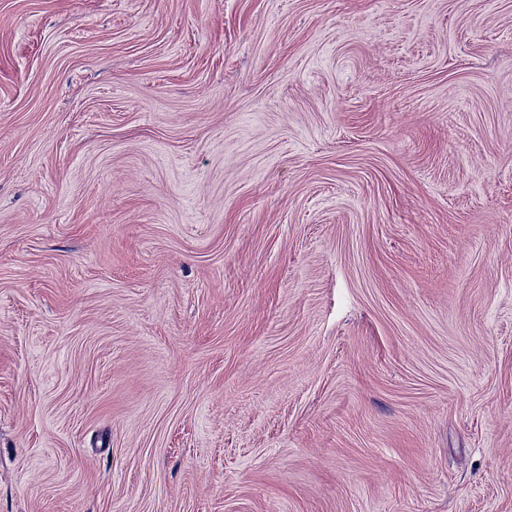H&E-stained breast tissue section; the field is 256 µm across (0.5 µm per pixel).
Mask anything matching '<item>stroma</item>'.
<instances>
[{
    "label": "stroma",
    "mask_w": 512,
    "mask_h": 512,
    "mask_svg": "<svg viewBox=\"0 0 512 512\" xmlns=\"http://www.w3.org/2000/svg\"><path fill=\"white\" fill-rule=\"evenodd\" d=\"M0 512H512V0H0Z\"/></svg>",
    "instance_id": "35a3bbf8"
}]
</instances>
